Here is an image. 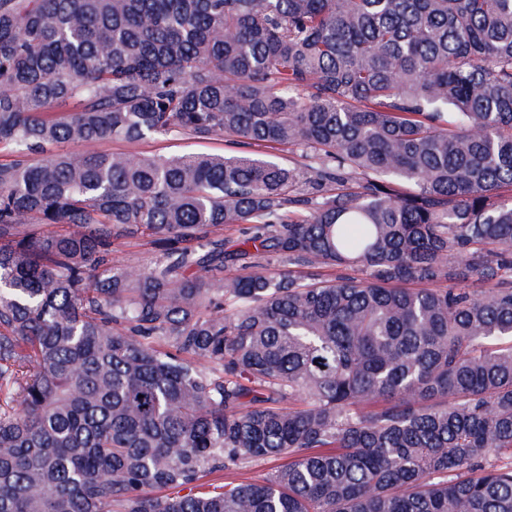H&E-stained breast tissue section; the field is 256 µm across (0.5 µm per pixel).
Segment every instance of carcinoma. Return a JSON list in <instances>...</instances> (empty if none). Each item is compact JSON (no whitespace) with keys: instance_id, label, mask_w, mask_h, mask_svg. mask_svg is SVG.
I'll return each instance as SVG.
<instances>
[{"instance_id":"cac0c4a2","label":"carcinoma","mask_w":512,"mask_h":512,"mask_svg":"<svg viewBox=\"0 0 512 512\" xmlns=\"http://www.w3.org/2000/svg\"><path fill=\"white\" fill-rule=\"evenodd\" d=\"M2 148L0 512H512V0H0ZM92 149L101 153H152L168 156L206 153H241L254 151L256 148L232 145L224 136H214L210 139H196L189 135L173 133L163 137H152L130 143L121 140H105L94 145L84 146L73 143L59 144L54 150L60 153H77ZM138 243L123 244L115 255L114 264L116 267H124L126 265H138L154 261L158 256V252L149 245Z\"/></svg>"}]
</instances>
